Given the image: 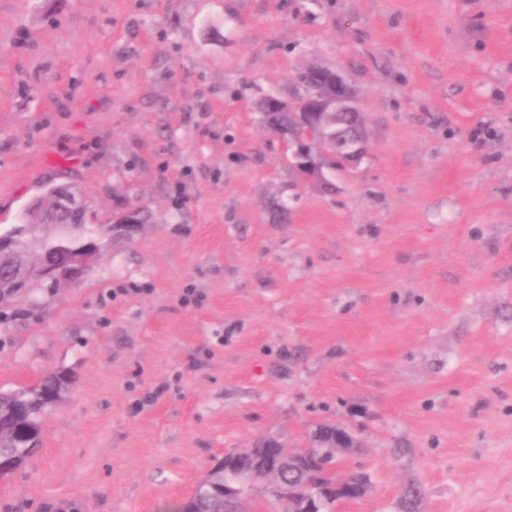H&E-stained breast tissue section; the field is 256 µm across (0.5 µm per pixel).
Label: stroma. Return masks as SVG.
<instances>
[{
	"mask_svg": "<svg viewBox=\"0 0 512 512\" xmlns=\"http://www.w3.org/2000/svg\"><path fill=\"white\" fill-rule=\"evenodd\" d=\"M312 64L369 137L330 192L256 110ZM53 184L100 252L0 305V392L74 378L0 512H164L324 425L336 512H512V0H0V225Z\"/></svg>",
	"mask_w": 512,
	"mask_h": 512,
	"instance_id": "stroma-1",
	"label": "stroma"
}]
</instances>
